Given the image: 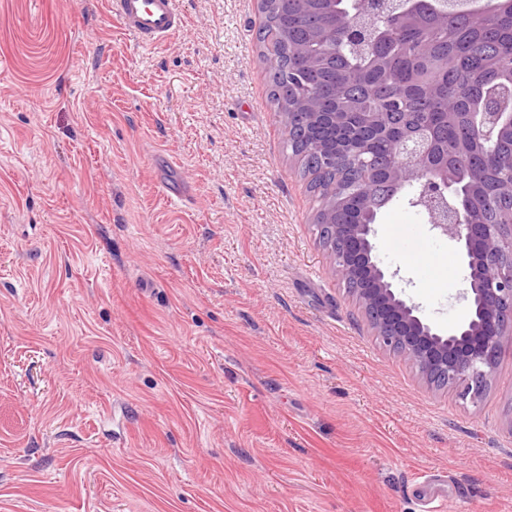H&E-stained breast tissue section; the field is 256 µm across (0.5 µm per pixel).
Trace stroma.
Masks as SVG:
<instances>
[{"mask_svg":"<svg viewBox=\"0 0 512 512\" xmlns=\"http://www.w3.org/2000/svg\"><path fill=\"white\" fill-rule=\"evenodd\" d=\"M177 2L146 50L107 0H0V512H512V354L473 404L371 335L259 0ZM377 244L451 328L455 242L398 200ZM288 137L286 139V148L291 150L292 154L301 158L302 161V174L315 175L308 183L309 191L317 196L320 201L324 202L323 187L334 180H336V170L323 169L321 157L312 148L308 147L303 139L302 124L300 117L293 115L287 122Z\"/></svg>","mask_w":512,"mask_h":512,"instance_id":"35a3bbf8","label":"stroma"}]
</instances>
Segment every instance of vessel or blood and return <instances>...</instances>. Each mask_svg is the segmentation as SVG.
<instances>
[{"label": "vessel or blood", "mask_w": 512, "mask_h": 512, "mask_svg": "<svg viewBox=\"0 0 512 512\" xmlns=\"http://www.w3.org/2000/svg\"><path fill=\"white\" fill-rule=\"evenodd\" d=\"M108 8L122 29L146 47L165 43L185 28L175 0H109Z\"/></svg>", "instance_id": "b4317fda"}]
</instances>
